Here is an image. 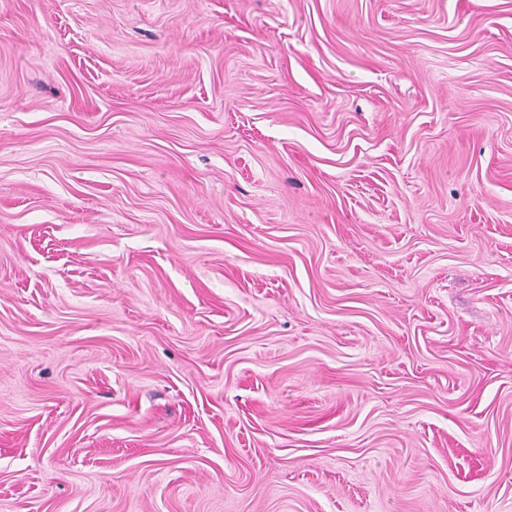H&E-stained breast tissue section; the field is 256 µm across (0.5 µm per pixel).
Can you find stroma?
Returning <instances> with one entry per match:
<instances>
[{"label":"stroma","instance_id":"35a3bbf8","mask_svg":"<svg viewBox=\"0 0 512 512\" xmlns=\"http://www.w3.org/2000/svg\"><path fill=\"white\" fill-rule=\"evenodd\" d=\"M0 512H512V0H0Z\"/></svg>","mask_w":512,"mask_h":512}]
</instances>
